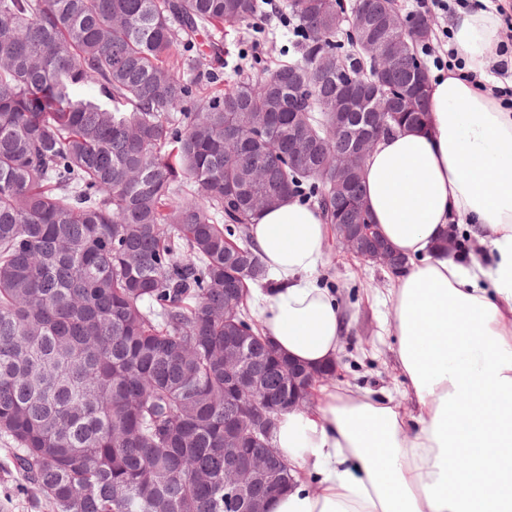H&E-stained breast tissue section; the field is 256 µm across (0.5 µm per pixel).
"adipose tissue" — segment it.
Masks as SVG:
<instances>
[{
    "label": "adipose tissue",
    "instance_id": "obj_1",
    "mask_svg": "<svg viewBox=\"0 0 512 512\" xmlns=\"http://www.w3.org/2000/svg\"><path fill=\"white\" fill-rule=\"evenodd\" d=\"M500 28L496 11L457 9L464 71L485 75ZM426 110L362 162L366 207L407 262L385 302L412 411L384 389L319 386L314 406L278 419L294 481L267 512H512V101L440 72ZM452 224L480 246L468 262L434 249ZM329 233L293 197L249 227L274 282L258 296L262 334L315 370L336 362L353 319L314 278Z\"/></svg>",
    "mask_w": 512,
    "mask_h": 512
}]
</instances>
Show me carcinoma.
<instances>
[{
	"label": "carcinoma",
	"mask_w": 512,
	"mask_h": 512,
	"mask_svg": "<svg viewBox=\"0 0 512 512\" xmlns=\"http://www.w3.org/2000/svg\"><path fill=\"white\" fill-rule=\"evenodd\" d=\"M352 9L344 47L336 14L290 0L303 60L207 98L181 68L197 45L221 59L213 29L262 32L260 0H0V434L50 512H236L224 467L263 447L253 420L279 417L242 396L288 409V361L248 305L268 281L249 225L287 196L371 223L322 180L353 146L340 82L386 91L375 128L425 111L429 33L387 24L395 0ZM365 34L406 44L388 71ZM270 462L251 495L288 485ZM363 55L374 65L376 71L388 68L392 51L385 42L365 37L361 42Z\"/></svg>",
	"instance_id": "obj_1"
}]
</instances>
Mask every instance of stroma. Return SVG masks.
<instances>
[{
    "mask_svg": "<svg viewBox=\"0 0 512 512\" xmlns=\"http://www.w3.org/2000/svg\"><path fill=\"white\" fill-rule=\"evenodd\" d=\"M280 3V10L268 12L265 17V39L261 45L240 40L234 31L214 30L213 39L224 44L223 61L217 64L209 57H201L196 70H184V78L193 80L215 73L218 80L209 86L214 92L235 80L241 55L257 58L259 66L268 69L300 62L302 53L295 46L296 37L287 30L289 15L284 7L289 0ZM327 254L328 263L319 271L317 279L355 316L336 363V383L384 388L402 396V377L392 354L395 339L383 330L384 322L392 316L383 303L392 284L390 273L383 266L354 258L333 242L329 243ZM13 448L10 439L0 435V512H46L42 504L28 496V479L12 463Z\"/></svg>",
    "mask_w": 512,
    "mask_h": 512,
    "instance_id": "stroma-1",
    "label": "stroma"
}]
</instances>
